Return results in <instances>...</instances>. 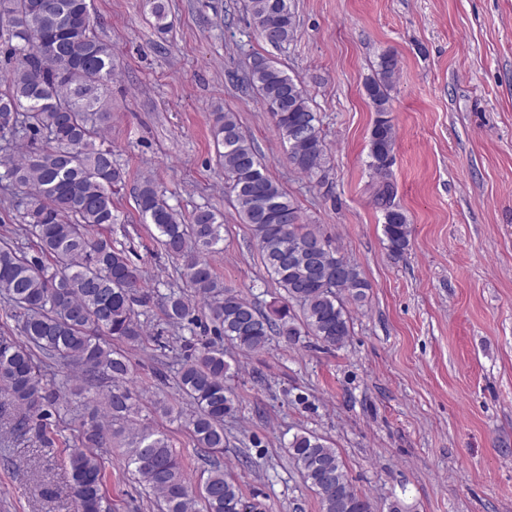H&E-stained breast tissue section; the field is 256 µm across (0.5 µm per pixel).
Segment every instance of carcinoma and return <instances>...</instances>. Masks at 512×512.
Here are the masks:
<instances>
[{
  "mask_svg": "<svg viewBox=\"0 0 512 512\" xmlns=\"http://www.w3.org/2000/svg\"><path fill=\"white\" fill-rule=\"evenodd\" d=\"M146 3L157 32L166 33V0ZM250 11L268 43L277 47L294 39L297 21L290 0H250ZM0 22L8 27V39L0 45L5 67L0 72V140L30 143L21 158H0V182L20 190L11 205L21 212L35 246V254L28 255L0 240V296L12 306L25 338L17 342L0 336V394L18 410L11 431L23 436L35 429L46 446L55 445L43 425L33 423L48 419L58 404L45 378L47 361H63L82 382L76 396L88 411L80 446L67 456L78 512H110L96 453L106 440L107 424L127 431L125 463L144 479L163 512H195L182 459L169 437L132 427L139 407L126 386L131 363L112 348L114 340H143L133 306L149 300L139 270L103 234L119 220L113 196L125 184L112 146L101 136L110 119L103 96L112 83V46L97 34L90 0H0ZM47 48L58 62L46 59ZM247 68L249 85L288 143L295 169L310 177L321 174L327 163L324 137L302 83L261 55L250 57ZM397 72L395 55L384 52L365 84L377 114L368 167L377 180L375 200L384 208L383 232L395 259L409 247L412 233L404 211L392 204L395 133L388 114ZM213 135L223 147L224 180L237 211L251 226L268 272L300 315L274 303L263 311L220 282L210 262L223 241L224 220L216 211L199 208L184 222L159 185L145 178L135 192L143 223L181 261V278L203 299L218 335L233 349L260 352L274 336L288 345L313 336L342 347L350 336L347 304L364 302L369 284L329 238L304 223L299 206L267 175L236 113H214ZM311 241L322 244L314 262L307 253ZM162 312L168 323L181 327L197 320L196 308L175 291L164 297ZM226 353L224 346L208 343L178 370L179 389L195 405L188 428L209 457L224 449V416L232 411L224 384L230 370ZM103 383L110 386L106 424L99 420L95 398L88 396ZM288 453L321 512H374L325 439L297 434ZM206 472L200 491L205 512H240L244 496L233 476L216 460L209 461Z\"/></svg>",
  "mask_w": 512,
  "mask_h": 512,
  "instance_id": "cac0c4a2",
  "label": "carcinoma"
}]
</instances>
